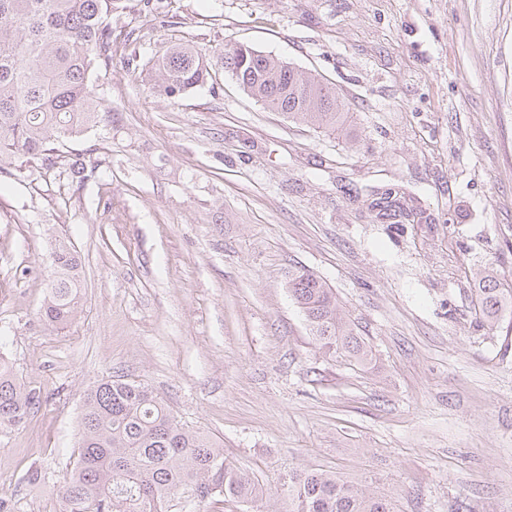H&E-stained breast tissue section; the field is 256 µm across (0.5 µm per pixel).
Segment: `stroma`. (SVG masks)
Here are the masks:
<instances>
[{
    "instance_id": "obj_1",
    "label": "stroma",
    "mask_w": 512,
    "mask_h": 512,
    "mask_svg": "<svg viewBox=\"0 0 512 512\" xmlns=\"http://www.w3.org/2000/svg\"><path fill=\"white\" fill-rule=\"evenodd\" d=\"M175 42L321 75L347 122H293L218 65L160 95L147 63ZM94 92L108 125L63 148L96 164L84 184L36 163L0 180V353L40 397L0 430V512H60L83 397L109 378L258 481L202 512H289V474L312 468L399 512H512V326L472 306L475 269L512 277V0H123ZM386 188L421 222L377 223ZM61 240L79 309L49 329ZM295 269L335 289L371 365L318 348Z\"/></svg>"
}]
</instances>
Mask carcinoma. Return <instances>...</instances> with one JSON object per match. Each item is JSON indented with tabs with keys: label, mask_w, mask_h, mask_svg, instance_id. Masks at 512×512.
<instances>
[{
	"label": "carcinoma",
	"mask_w": 512,
	"mask_h": 512,
	"mask_svg": "<svg viewBox=\"0 0 512 512\" xmlns=\"http://www.w3.org/2000/svg\"><path fill=\"white\" fill-rule=\"evenodd\" d=\"M119 0H0V173L14 175L25 163L65 167L71 181L86 177V160L61 158L58 146L106 120L92 94L93 82L112 68V12ZM224 72L264 108L334 132L346 122L336 87L303 73L283 58L236 44L216 53ZM159 91L169 98L189 93L209 75L202 51L175 43L152 64ZM382 223L410 219L416 206L400 189L375 193L370 203ZM79 257L65 242L53 251V273L40 310L57 328L77 315ZM473 304L491 330L512 320V281L493 269L476 274ZM288 293L303 313L313 339L332 357L360 366L372 349L340 314L336 293L315 274L288 273ZM38 403L0 358V430L20 425ZM290 512H398L385 497L314 469L289 478ZM252 477L224 460L210 437L179 424L145 386L109 379L85 396L79 446L60 490L61 512H178L231 497L252 502Z\"/></svg>",
	"instance_id": "1"
}]
</instances>
